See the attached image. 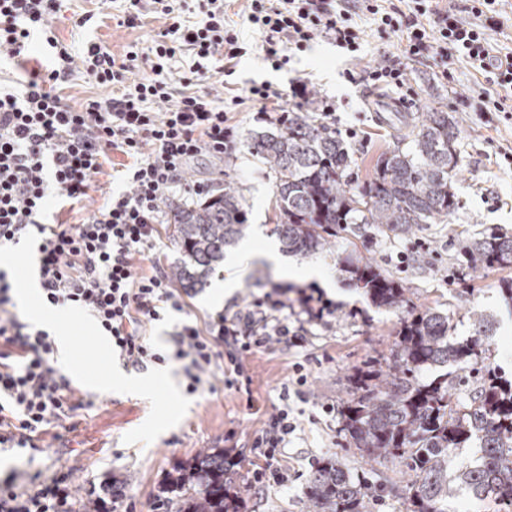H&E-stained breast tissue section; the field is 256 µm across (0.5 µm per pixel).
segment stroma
<instances>
[{
    "label": "stroma",
    "instance_id": "1",
    "mask_svg": "<svg viewBox=\"0 0 512 512\" xmlns=\"http://www.w3.org/2000/svg\"><path fill=\"white\" fill-rule=\"evenodd\" d=\"M86 13L91 14V21L76 26L74 17ZM122 15L121 0H64L53 27L59 41L73 53L97 42L120 58L130 43L149 47L156 34L170 24L163 16L151 15L131 28L121 24ZM243 37L254 49L241 57L233 74L227 76L229 86L242 90L254 82L269 83L281 93V105L289 111L330 101L337 135L344 136L349 128L357 132L356 138L346 141L354 160L351 177L357 182L371 177L381 154L411 140L423 112L433 107L448 112L458 129L460 170L454 187L460 209L449 220L423 225L413 239L391 233L365 237L343 233L333 238L324 252L284 257L283 267L253 263L236 273L231 295L214 303L210 300L212 288L225 277L224 272H217L208 287L182 292L183 311H169L162 320L148 323L152 344L167 359L144 371L124 368L115 355L99 356L100 335L88 331L82 319L72 320L68 341L59 346L58 354L71 356L78 366L67 375L77 396L84 400L76 413V427L44 451L11 453L12 465L0 467L1 479L14 470L33 486L39 479L69 469L78 498L87 502L105 499L106 484L112 480L122 490L125 502L132 504V512H149L159 486L174 466L202 449L224 448L243 460L233 488L245 502L244 512H307V478L319 458L333 455L352 474L383 488V498L371 503L370 512H403L406 478L400 467L371 461L338 432L354 375L368 366L382 365L389 357L402 318L397 311L374 306L363 291L349 285L344 267L355 258L371 261L383 273L399 279L416 305L447 314L453 339L473 336L472 311L493 319L491 363L512 378V303L499 291L501 280L512 278V267L475 269L463 256L464 246L475 237L491 233L512 236V164L495 155L496 146L512 144V120L473 111L472 98L482 77L460 67L453 80L447 81L435 75L431 63H412L407 84L415 93L414 100L403 106L402 119L387 127L374 115L372 87L347 79L345 73L376 65L384 54L399 53L397 37L383 38L369 31L357 61L323 39L305 50L292 51L287 65L279 70L265 60L258 31L244 28ZM299 79L307 81L310 100L292 94L291 87ZM234 125L232 176L248 205V222L272 228L279 217L274 180L243 144L252 134L274 131L277 125L272 120L259 121L256 108L250 106L239 110ZM125 161L121 153H111L109 165L94 178L88 199L75 208L63 207L60 197L50 194L42 221L60 219L75 224L86 219L122 190L123 183L114 177L113 168ZM417 238L436 252L435 261L416 262L400 270L397 252L411 247ZM305 265L320 267L332 280L333 289H326L315 278L294 282L286 278V268ZM302 291L321 297L329 305L330 315L309 319L297 302ZM277 298L288 302L284 313L298 334L297 343L255 350L246 360L251 378L247 389L228 386L218 371L209 387L188 393L184 364L171 357V336L176 328L186 321L201 325L220 315L230 318L251 309L254 302ZM298 365L307 378L305 395L281 399L283 387L294 385ZM113 372L139 380L142 391L90 387L89 378ZM284 404L297 424L284 450L288 481L270 484L259 492L250 479L253 437L266 413Z\"/></svg>",
    "mask_w": 512,
    "mask_h": 512
}]
</instances>
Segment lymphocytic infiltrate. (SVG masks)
<instances>
[{
    "mask_svg": "<svg viewBox=\"0 0 512 512\" xmlns=\"http://www.w3.org/2000/svg\"><path fill=\"white\" fill-rule=\"evenodd\" d=\"M157 13L174 22L149 49L129 45L116 59L97 43L73 54L55 35L52 19L60 0H0V60L31 62L20 91H0V244L26 236L38 240L39 286L52 308H79L95 318L125 365L144 368L164 357L150 343L145 326L167 309L182 310L179 294L160 262L135 270L154 249L166 217L162 200L182 186L189 166L206 158L220 164L234 136L231 113L251 101L267 105L271 85L254 84L245 95L194 90L208 72H232L247 52L229 19L224 0H152ZM440 0H247L246 19L264 36L272 67L282 68L291 50L327 39L358 52L366 17L381 34L398 35L403 49L363 76L372 86L404 88L407 64L433 59L441 75L462 61L480 73L490 91L477 95L479 112L512 113V51L494 48L508 19L499 0H467L466 16L440 9ZM43 39L47 63H32L31 44ZM149 75L137 78V64ZM85 73L119 93L71 104L59 94L74 73ZM131 163L123 190L80 224L40 222L49 189L68 205L83 202L111 151ZM12 286L0 272V451H40L50 429L74 430L83 406L68 379L54 367L55 338L23 322ZM280 300L266 311L248 312L207 330L187 323L173 338V356L185 363L188 392L208 382L218 363L236 380L248 377L253 350L287 342V318ZM295 430L284 408L273 409L252 444V486L281 484L288 436ZM70 474L62 473L29 490L17 476L0 482V512H77Z\"/></svg>",
    "mask_w": 512,
    "mask_h": 512,
    "instance_id": "lymphocytic-infiltrate-1",
    "label": "lymphocytic infiltrate"
}]
</instances>
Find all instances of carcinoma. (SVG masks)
<instances>
[{
  "instance_id": "carcinoma-1",
  "label": "carcinoma",
  "mask_w": 512,
  "mask_h": 512,
  "mask_svg": "<svg viewBox=\"0 0 512 512\" xmlns=\"http://www.w3.org/2000/svg\"><path fill=\"white\" fill-rule=\"evenodd\" d=\"M275 177L279 221L274 234L288 253L325 250L341 233L373 231L408 237L424 224L453 216L459 200L453 181L460 161L456 122L448 113H424L406 148L382 154L374 176L352 183V156L336 130L311 112L288 113L275 132L245 143ZM182 260L175 271L183 288L204 285L224 262V250L245 234L247 206L234 183L201 204L170 203ZM477 267L512 266V236L475 238L464 248ZM354 286L374 303L402 310L398 340L386 369L358 373L341 412V431L353 447L410 474L403 489L405 512H448L465 491L512 506V380L488 363L492 325L473 311L474 335L448 336V316L411 304L402 283L369 262L346 267ZM446 372L422 379L424 369ZM477 448L478 459L452 463L455 452ZM236 464L222 448H206L168 475L159 494L177 499V512H241L232 491ZM381 489L349 474L332 456L319 460L307 482L309 512H366Z\"/></svg>"
}]
</instances>
